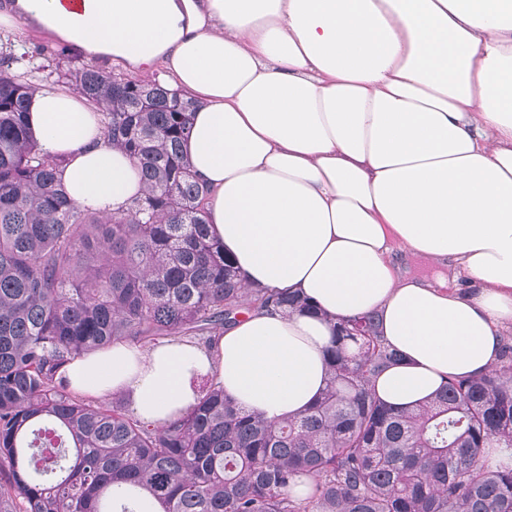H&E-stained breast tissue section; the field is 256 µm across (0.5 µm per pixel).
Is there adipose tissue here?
<instances>
[{
	"mask_svg": "<svg viewBox=\"0 0 512 512\" xmlns=\"http://www.w3.org/2000/svg\"><path fill=\"white\" fill-rule=\"evenodd\" d=\"M0 27L162 71L194 99L182 149L209 188L211 236L247 290L320 309L247 310L209 346L88 352L63 370L69 392L122 397L161 425L210 377L277 421L325 389L333 323L369 313L401 356L375 381L393 408L498 364L512 330V0H0ZM28 119L80 208L142 195L82 95L37 90Z\"/></svg>",
	"mask_w": 512,
	"mask_h": 512,
	"instance_id": "ef3b65f1",
	"label": "adipose tissue"
}]
</instances>
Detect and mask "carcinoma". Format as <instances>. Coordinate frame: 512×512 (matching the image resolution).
<instances>
[{
    "mask_svg": "<svg viewBox=\"0 0 512 512\" xmlns=\"http://www.w3.org/2000/svg\"><path fill=\"white\" fill-rule=\"evenodd\" d=\"M0 54V512H114L129 485L160 512H512V346L403 411L374 380L399 360L374 314L333 326L329 380L301 415L249 413L210 382L190 414L148 424L73 396L61 370L115 342L184 336L209 345L246 297L257 310L315 312L287 291L243 288L205 220L207 191L181 151L194 103L156 80L94 66L57 81L101 110L104 139L136 163L143 195L101 215L57 180L63 160L28 124L37 87ZM300 481L303 498L291 495Z\"/></svg>",
    "mask_w": 512,
    "mask_h": 512,
    "instance_id": "cac0c4a2",
    "label": "carcinoma"
}]
</instances>
